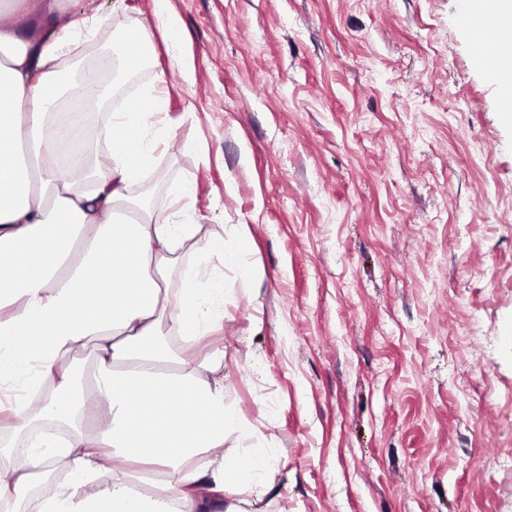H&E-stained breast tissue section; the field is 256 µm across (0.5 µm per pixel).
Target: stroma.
<instances>
[{
    "instance_id": "1",
    "label": "stroma",
    "mask_w": 512,
    "mask_h": 512,
    "mask_svg": "<svg viewBox=\"0 0 512 512\" xmlns=\"http://www.w3.org/2000/svg\"><path fill=\"white\" fill-rule=\"evenodd\" d=\"M84 4L31 0L16 25L41 41ZM94 4L66 86L148 27L133 80L86 115L165 99L175 144L127 197L165 212L190 191L200 231L169 289L210 238L241 259L208 263L221 330L170 347L220 358L226 458L264 456L266 512H512V122L458 0H169L175 45L154 0ZM155 16L161 29L172 42H178L181 38V22L168 8V0H154Z\"/></svg>"
}]
</instances>
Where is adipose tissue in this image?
<instances>
[{
    "label": "adipose tissue",
    "instance_id": "obj_1",
    "mask_svg": "<svg viewBox=\"0 0 512 512\" xmlns=\"http://www.w3.org/2000/svg\"><path fill=\"white\" fill-rule=\"evenodd\" d=\"M0 10V390L41 392L0 400V435L18 447L0 454V505H17L45 478L67 479L35 512H264L271 486L257 479V454L225 461L240 421L225 403L219 361L173 367L162 339L199 343L224 321L220 277L195 273L167 293L162 275L198 225L185 211L129 214L119 205L147 168L164 99L148 95L116 112L104 132L109 166L77 186L55 158L46 117L64 90L60 59L90 31L80 12L41 44L12 27L30 0ZM96 341L95 362L74 371L71 354ZM95 429L86 432L85 416ZM165 473L150 493L135 489L137 467Z\"/></svg>",
    "mask_w": 512,
    "mask_h": 512
}]
</instances>
